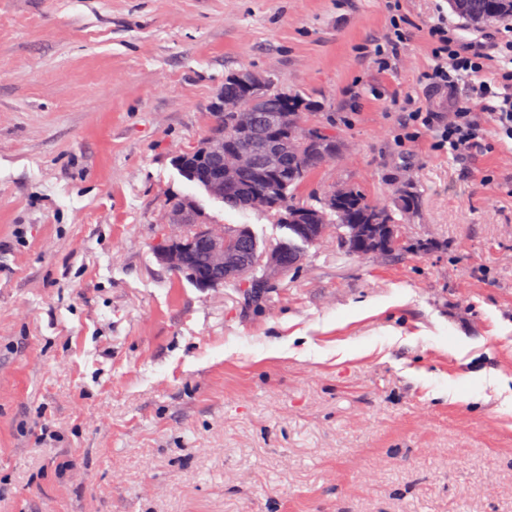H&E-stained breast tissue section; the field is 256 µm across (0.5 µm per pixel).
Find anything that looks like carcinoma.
I'll use <instances>...</instances> for the list:
<instances>
[{"label":"carcinoma","mask_w":512,"mask_h":512,"mask_svg":"<svg viewBox=\"0 0 512 512\" xmlns=\"http://www.w3.org/2000/svg\"><path fill=\"white\" fill-rule=\"evenodd\" d=\"M451 11L469 24L480 25L488 15L497 16L500 22L512 21V0H448ZM237 75L224 79V88L216 102V126L210 135L224 137V150L240 149L268 135L262 123L249 131L237 127L236 113L253 112L261 118L272 113L286 112L289 118L298 122L308 112L319 109L317 102L304 98L299 93L279 89L271 81L256 80L254 91L243 94L236 82ZM281 143L289 145L285 159L277 171L267 169L262 160L245 171L237 184L229 189L224 204L238 210H255L252 201L266 199L262 211L273 216L280 224H301L305 232L315 236L314 225L323 228L322 237L336 235L343 248L350 254L367 251L371 254L391 256L400 248L396 227L400 224L397 216H405L418 208L419 198L410 187L398 192L391 205L374 204L363 191L354 186L342 188V195L317 207L298 198L301 184L308 175L326 163L325 156L341 145L336 134L313 124L285 127L281 131ZM205 143L188 147L174 157L177 168H191L198 174L212 172V163L203 153ZM210 220L202 212L195 213V220L189 224L183 243L192 245L188 253L189 266L182 275L191 273L208 275L205 254L195 245L197 230L206 227ZM224 236L237 242L242 265L233 279L219 282V285L233 284L237 287L248 284L250 292L256 286L271 283L279 275L267 270L260 261V253L253 248L251 232L244 226H221Z\"/></svg>","instance_id":"carcinoma-1"}]
</instances>
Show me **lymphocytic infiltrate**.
Here are the masks:
<instances>
[{
	"instance_id": "1",
	"label": "lymphocytic infiltrate",
	"mask_w": 512,
	"mask_h": 512,
	"mask_svg": "<svg viewBox=\"0 0 512 512\" xmlns=\"http://www.w3.org/2000/svg\"><path fill=\"white\" fill-rule=\"evenodd\" d=\"M433 64L428 88L446 97L449 116L422 107L410 110L397 134L398 143L435 133L434 148L451 155H472L486 148L485 121H493L499 140L512 141V23L468 39L440 18L423 31ZM469 83L472 96L460 100L457 89Z\"/></svg>"
}]
</instances>
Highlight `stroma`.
I'll list each match as a JSON object with an SVG mask.
<instances>
[{"label": "stroma", "instance_id": "1", "mask_svg": "<svg viewBox=\"0 0 512 512\" xmlns=\"http://www.w3.org/2000/svg\"><path fill=\"white\" fill-rule=\"evenodd\" d=\"M448 0H0V512H512V144L397 145ZM412 22L389 67L373 53ZM315 100L308 176L419 207L393 256L309 246L263 298L154 246L224 79Z\"/></svg>", "mask_w": 512, "mask_h": 512}]
</instances>
